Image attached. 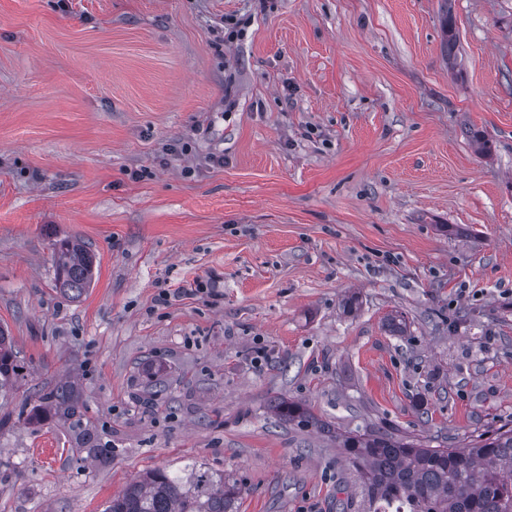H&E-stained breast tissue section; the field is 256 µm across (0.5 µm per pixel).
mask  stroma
Segmentation results:
<instances>
[{
  "instance_id": "obj_1",
  "label": "stroma",
  "mask_w": 512,
  "mask_h": 512,
  "mask_svg": "<svg viewBox=\"0 0 512 512\" xmlns=\"http://www.w3.org/2000/svg\"><path fill=\"white\" fill-rule=\"evenodd\" d=\"M451 18L448 55L441 0H0V512H103L192 461L239 512H363L280 398L343 432L512 426V0ZM63 236L97 260L75 300ZM60 381L77 415L38 410ZM52 257L56 287L72 299L79 298L94 279L95 256L78 241L63 237L52 243ZM199 294H207L210 296H217L215 291L214 281L195 280L186 288H176L173 291L169 288L160 289L155 298L156 305H168L172 298H179L182 296H197ZM19 366L16 363L14 352L9 336L0 328V391H6L12 387L18 376Z\"/></svg>"
}]
</instances>
